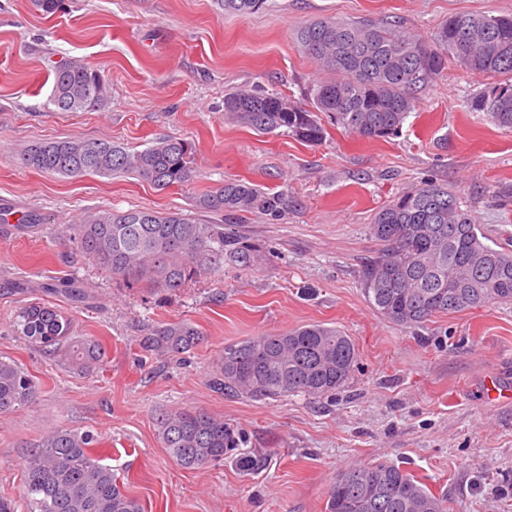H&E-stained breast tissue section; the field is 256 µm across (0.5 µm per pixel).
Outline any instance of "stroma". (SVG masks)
<instances>
[{
    "label": "stroma",
    "mask_w": 512,
    "mask_h": 512,
    "mask_svg": "<svg viewBox=\"0 0 512 512\" xmlns=\"http://www.w3.org/2000/svg\"><path fill=\"white\" fill-rule=\"evenodd\" d=\"M64 12L0 0V358L37 382L34 402L0 415V498L26 512L24 463L50 429L91 432L104 464L142 512H326L327 490L351 463L391 462L448 499V512H512V305L433 318L416 328L383 320L360 270L378 245L375 213L427 178L446 182L493 240L512 239V131L469 100L493 78L449 62L417 95L397 136L368 141L329 127L305 144L261 135L224 116L225 93L261 84L305 102L318 76L295 31L325 17L395 20L430 38L455 13H512V0H267L248 17L214 0H65ZM73 59L110 83L103 110L49 104L50 72ZM174 136L195 144L194 176L157 190L133 177L62 178L22 168L31 144L95 138L141 149ZM228 179L286 194L279 219L253 213L236 232L259 266L222 263L167 292L111 275L80 252L73 231L88 213L134 208L190 214ZM31 212L36 224L17 223ZM57 276L94 300L58 299L77 335L99 341L100 369L70 371L13 331L19 308ZM29 284L27 292L16 282ZM188 321L203 341L178 356L142 351L159 325ZM319 322L358 349L347 386L329 398L253 400L214 392L225 345ZM197 409L243 441L199 469L177 464L159 437L164 411ZM256 458L253 468L240 460Z\"/></svg>",
    "instance_id": "stroma-1"
}]
</instances>
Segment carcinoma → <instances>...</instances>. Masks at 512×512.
<instances>
[{"label": "carcinoma", "mask_w": 512, "mask_h": 512, "mask_svg": "<svg viewBox=\"0 0 512 512\" xmlns=\"http://www.w3.org/2000/svg\"><path fill=\"white\" fill-rule=\"evenodd\" d=\"M215 2L224 14L238 17L266 7V0ZM296 36L301 50L333 78L315 81L304 106L259 86L231 91L224 96L227 118L263 135L287 132L317 144L326 134L325 115L362 139L386 140L401 130L416 93L448 69L450 59L478 74L512 77V13L450 15L429 44L395 23L334 18L308 21ZM109 97L98 70L66 60L53 66L54 107L97 110ZM470 108L512 129V84L491 87ZM194 155L195 145L176 137L133 151L105 139H67L35 143L16 161L64 178L132 176L167 190L191 179ZM284 206L281 193L228 180L195 200L199 212L223 213L227 227L201 224L179 210L105 209L86 216L75 230L85 255L108 273L177 291L216 262L254 267L260 256L233 224L253 212L277 218ZM369 232L379 248L362 266L363 290L390 323L412 328L436 316L512 303V250L488 244L484 227L473 222L446 183L425 179L412 186L375 214ZM39 291L43 299L20 309V334L76 368L101 365L102 345L73 335L72 320L52 301L60 294L82 306L89 294L73 284L62 288L54 279ZM203 336L190 322H174L155 328L140 345L156 355H175L196 347ZM357 358L343 330L310 323L224 347L209 385L259 400L329 397L347 385ZM37 391L31 375L0 359V414L29 404ZM158 424L164 448L185 468L221 460L239 442L223 420L202 410L165 411ZM97 444L89 433L49 431L25 461L27 512H142L112 468L91 452ZM327 512H447V498L393 463L354 464L330 486Z\"/></svg>", "instance_id": "1"}]
</instances>
